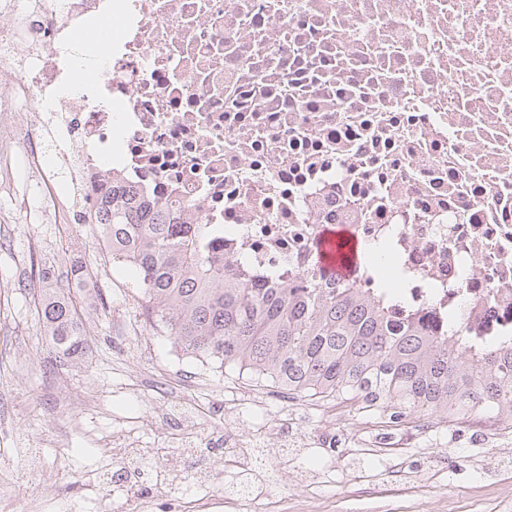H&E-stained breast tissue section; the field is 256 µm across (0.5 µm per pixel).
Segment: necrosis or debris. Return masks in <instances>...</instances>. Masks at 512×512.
Here are the masks:
<instances>
[{
    "mask_svg": "<svg viewBox=\"0 0 512 512\" xmlns=\"http://www.w3.org/2000/svg\"><path fill=\"white\" fill-rule=\"evenodd\" d=\"M4 84L43 215L89 223L118 176L296 277L343 225L401 271L394 317L512 331V0H0ZM203 444L251 454L229 417Z\"/></svg>",
    "mask_w": 512,
    "mask_h": 512,
    "instance_id": "1",
    "label": "necrosis or debris"
}]
</instances>
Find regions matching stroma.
Returning <instances> with one entry per match:
<instances>
[{"label": "stroma", "instance_id": "stroma-1", "mask_svg": "<svg viewBox=\"0 0 512 512\" xmlns=\"http://www.w3.org/2000/svg\"><path fill=\"white\" fill-rule=\"evenodd\" d=\"M9 198L0 205V512H129L113 483L122 448H168L191 426L167 409L194 403L199 419L218 421L221 400L246 404L253 391L237 371L220 374L145 331L130 271L114 262L90 224L39 218L32 172L18 158L0 162ZM79 251L102 293L85 304L87 349L81 360L57 353L38 320L47 290L81 298L69 279ZM249 435L270 427L317 437L296 455L270 460L264 512H512V423L479 417L457 432L437 416L403 427L369 414L338 413L275 387L245 417ZM39 451L38 472L17 481V449ZM233 466L209 486L182 473L175 489L157 485L140 512H232L222 489Z\"/></svg>", "mask_w": 512, "mask_h": 512}]
</instances>
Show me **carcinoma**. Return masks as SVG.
<instances>
[{
	"label": "carcinoma",
	"instance_id": "cac0c4a2",
	"mask_svg": "<svg viewBox=\"0 0 512 512\" xmlns=\"http://www.w3.org/2000/svg\"><path fill=\"white\" fill-rule=\"evenodd\" d=\"M91 223L133 273L150 330L189 356L392 423L422 413L458 424L480 414L512 422L509 340L468 354L460 326L432 334L351 285L257 283L208 255V225L184 223L118 178ZM38 318L56 351L83 357V313L70 297L45 295Z\"/></svg>",
	"mask_w": 512,
	"mask_h": 512
}]
</instances>
